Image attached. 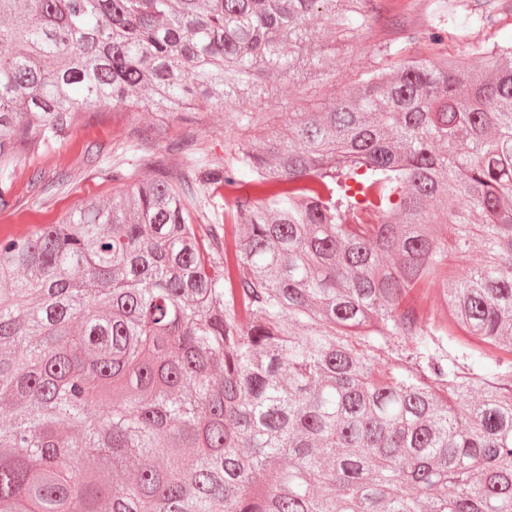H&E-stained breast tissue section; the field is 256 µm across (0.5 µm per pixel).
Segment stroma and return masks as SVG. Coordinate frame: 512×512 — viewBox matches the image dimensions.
Listing matches in <instances>:
<instances>
[{
    "label": "stroma",
    "mask_w": 512,
    "mask_h": 512,
    "mask_svg": "<svg viewBox=\"0 0 512 512\" xmlns=\"http://www.w3.org/2000/svg\"><path fill=\"white\" fill-rule=\"evenodd\" d=\"M377 20L353 40L334 45L336 76L306 83H288L267 102L266 111L281 114L288 107L308 109L326 104L357 80L376 59V44L387 33L386 21L396 10H407L417 24L428 21L425 0H374ZM197 120L183 114L156 111L140 103L115 113L89 109L82 123L39 152L20 157L9 188L0 192V232L23 233L35 225L54 221L91 196H108L115 187L107 172L114 163L130 160L134 146L161 152L173 143L204 148L217 163L224 147L261 136V129L228 131L224 114L212 107H197ZM95 144L98 155L88 159L85 148Z\"/></svg>",
    "instance_id": "stroma-1"
}]
</instances>
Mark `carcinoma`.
<instances>
[{"label":"carcinoma","mask_w":512,"mask_h":512,"mask_svg":"<svg viewBox=\"0 0 512 512\" xmlns=\"http://www.w3.org/2000/svg\"><path fill=\"white\" fill-rule=\"evenodd\" d=\"M370 2L0 0V182L90 107L263 126ZM430 2L223 166L144 152L0 234V512H512V45L412 56Z\"/></svg>","instance_id":"carcinoma-1"}]
</instances>
